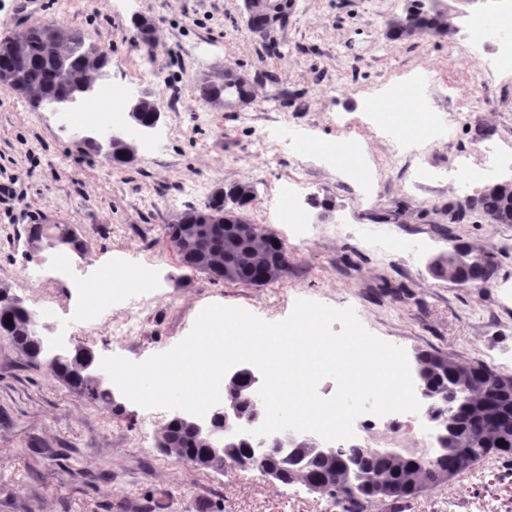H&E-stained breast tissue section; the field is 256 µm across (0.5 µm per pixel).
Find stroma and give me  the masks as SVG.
<instances>
[{"mask_svg":"<svg viewBox=\"0 0 512 512\" xmlns=\"http://www.w3.org/2000/svg\"><path fill=\"white\" fill-rule=\"evenodd\" d=\"M495 2L443 0L456 33L395 39L389 31L409 0H292L265 33L249 26V0H0V38L57 20L109 54L113 81L178 103L159 123L170 133L165 149L151 151L156 134L144 133L134 164L115 166L85 152L59 113L0 88V172L15 175L25 194L0 203V287L31 309L52 308L48 333L56 336L81 312L84 285L115 264L151 268L158 287L114 286L121 302L98 313L117 323L126 303L149 300L138 337L76 336L99 358L142 362L167 352L213 303L274 322L310 297L353 308L407 355L438 350L512 375V241L502 225L461 207L485 180L448 179L486 144L501 148L495 176L512 178V73L485 70L488 51L469 48L470 15ZM137 16L154 26L147 52L133 42ZM228 67L273 81L244 107L200 100L198 79ZM417 90L429 109L453 113L448 137L424 142L406 120ZM376 99L404 119L400 139L434 179L415 180L391 164L385 135L367 114ZM284 122L297 138L269 152L264 140ZM331 144L339 150L326 166L317 156ZM291 175L307 183L301 203L315 231L288 245L286 276L252 287L180 266L165 225L231 183L254 186L249 218L286 240L288 199L277 187ZM366 177L372 192L364 196ZM35 222L76 225L87 252L58 245L28 253L22 232ZM457 248L495 263L490 283L461 285L433 271L434 258ZM168 419L128 400L117 416L79 398L0 335V512H343L299 482L272 483L254 469H198L164 454L158 440ZM404 512H512V464L483 459Z\"/></svg>","mask_w":512,"mask_h":512,"instance_id":"obj_1","label":"stroma"}]
</instances>
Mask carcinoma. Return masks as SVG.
<instances>
[{"instance_id":"obj_1","label":"carcinoma","mask_w":512,"mask_h":512,"mask_svg":"<svg viewBox=\"0 0 512 512\" xmlns=\"http://www.w3.org/2000/svg\"><path fill=\"white\" fill-rule=\"evenodd\" d=\"M54 20L32 23L16 37L0 40V65L11 73L12 82L0 85L3 89H15L25 96L31 105L54 107L67 92V83L79 80L95 86L110 64L105 54L101 66L91 67L87 57L93 46L86 44L82 31L58 25L61 36L50 39V27ZM135 43L145 49L152 44V26L149 21L134 24ZM445 33V25L439 11L425 6L424 0H412L411 8L400 21L391 36L439 35ZM66 62L67 73L59 71L55 59ZM258 84H242L230 72L219 80L201 79V96L210 100L220 98L226 104L236 102L251 93ZM226 193L213 192L203 208H191L178 219L193 224L196 235H182V225L168 224L165 234L179 257L183 267L197 273L203 269V257L216 262L232 264L238 284L249 286L258 283L261 272L272 271L276 281L288 272V255L283 243L263 234V227L254 225L240 234L238 228H226L212 223L213 217L227 211L242 218L256 199L253 186L230 184ZM473 206L486 216H508L512 199L491 189H485L473 202ZM51 238L59 234L72 236L69 247L78 255L86 245L76 226L71 224H32L28 229V241L39 245L47 232ZM0 333L9 336L15 348L26 362L35 368L45 367L51 376L73 394L90 402H102L113 407L112 390L94 379L93 370L76 369V359L62 357L52 360L40 340L32 319L31 309L23 303H0ZM415 367L425 370L422 386L429 393L428 404L456 388L465 397L452 413L436 411L441 417L442 433L437 448L426 451L371 448L361 454L352 448L336 449V457L330 459L309 448L273 450L260 453L248 444L237 448L233 461L247 464L260 471L279 468L284 471V483L302 482L304 485L325 486L334 479L336 484L328 489V496L343 503L344 512H363L366 504L378 500L389 512H402L411 499L428 489L450 481L471 469L474 461L485 457L512 459V375L500 374L487 365L466 362L440 351L421 350L414 355ZM168 442L175 449L173 455L188 464H194L205 448L204 442L190 434L183 425L173 422L167 427ZM503 445H498V441Z\"/></svg>"}]
</instances>
